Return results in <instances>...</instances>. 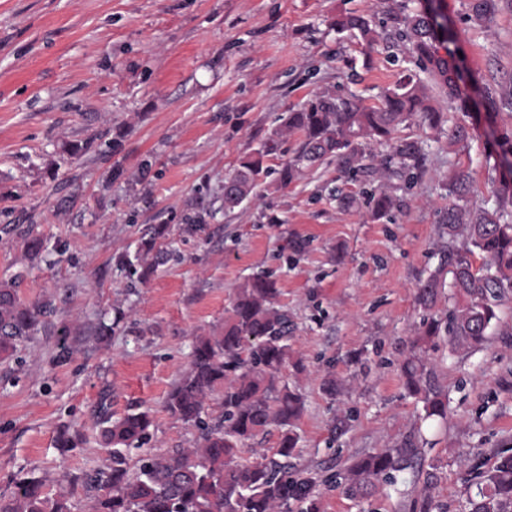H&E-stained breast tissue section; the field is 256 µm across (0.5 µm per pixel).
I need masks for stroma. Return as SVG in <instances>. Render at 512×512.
Returning <instances> with one entry per match:
<instances>
[{"instance_id": "1", "label": "stroma", "mask_w": 512, "mask_h": 512, "mask_svg": "<svg viewBox=\"0 0 512 512\" xmlns=\"http://www.w3.org/2000/svg\"><path fill=\"white\" fill-rule=\"evenodd\" d=\"M457 33L449 62L480 83L512 80V4L492 22L469 20L470 0H438ZM428 0H0V279L21 274L20 298L51 301L39 331L0 359V497L23 478L45 481L69 512H86L90 476L110 465L93 419L150 409L148 451L192 447L194 427L164 409L189 365L195 337L220 330L236 293L266 274L292 316L293 364L283 372L305 398L296 461L344 468L354 457L414 442L421 461L366 497L317 484L322 512H466L475 471L512 455V292L479 349H452L442 335L423 347L433 385L448 396V421L424 420L400 366L429 314L416 300L438 267L443 184L461 168L470 197L491 199L498 136L512 119L435 94L442 129L420 122L396 139L422 141L426 167L412 190L335 162L303 171L288 187L276 172L301 136L283 122L329 89L378 103L382 91L421 71L409 42L386 19L427 10ZM373 17L374 48L331 26L340 11ZM372 55L363 69L364 55ZM466 146L449 147L456 126ZM278 146L250 200L224 208V180L268 138ZM86 152L64 154L65 146ZM150 168H143V161ZM401 200L368 214L367 193ZM355 198L341 208L338 194ZM205 223H193L196 213ZM167 230L163 261L148 279L126 266L142 236ZM47 238L29 260L26 232ZM307 241L298 255L287 241ZM335 379L336 393L325 382ZM354 416L336 433V417ZM77 445L63 448L60 435Z\"/></svg>"}]
</instances>
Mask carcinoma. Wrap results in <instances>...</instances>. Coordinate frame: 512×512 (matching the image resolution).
<instances>
[{
	"mask_svg": "<svg viewBox=\"0 0 512 512\" xmlns=\"http://www.w3.org/2000/svg\"><path fill=\"white\" fill-rule=\"evenodd\" d=\"M501 0H471L469 18L488 23ZM391 27L408 40L419 68L450 100L461 97L462 77L439 49L455 41V34L434 25L427 15L392 14ZM338 32H351L368 48L379 38L372 21L363 14L340 12L332 22ZM492 117L512 114V81L500 88L480 90ZM419 117L439 129L444 114L433 105L431 89L411 78L382 92V103L369 106L341 98L326 90L300 109L288 113L284 130L298 131L301 142L293 158L277 170L283 185L293 182L304 168L334 158L340 169L354 171L371 157V146L392 140L396 129ZM275 150L269 139L243 156L224 182V207L234 209L246 201L258 182L270 173L266 157ZM391 177L410 184L423 167L425 152L417 140L394 147ZM493 203L471 204L467 199L469 175L455 170L448 176V195L456 203L443 216L448 241L440 265L422 282L417 298L433 309L442 288H452L454 300L449 323L431 315L423 321L416 340L421 346L446 333L458 350L486 341L491 324L507 291L512 289V162L496 167ZM397 199L381 189L370 194V217L385 216ZM278 289L260 274L240 288L224 328L212 336L195 337L188 370L170 390L165 408L176 420L194 426L198 436L191 448H171L140 458L130 471L128 453L151 439L150 412L132 411L112 418L108 404L98 406L96 418L111 446L112 470L92 479L100 493L91 497L87 512H320L314 492L317 477L290 461L296 451L294 428L302 415V395L288 387L282 372L291 352V319L277 301ZM51 302L29 305L20 300L16 279L0 280V357L12 355L18 343L34 335ZM404 388L421 398L426 418L448 417L446 396L431 388L424 361L414 356L402 366ZM221 392L222 412L210 421L202 417L206 401ZM280 430L275 456L241 460L246 446L271 429ZM419 456L416 448L386 449L354 458L342 480L353 495L368 494L378 481H391ZM483 485L469 500V512H512V456L482 475ZM0 512H67L38 479H22Z\"/></svg>",
	"mask_w": 512,
	"mask_h": 512,
	"instance_id": "carcinoma-1",
	"label": "carcinoma"
}]
</instances>
